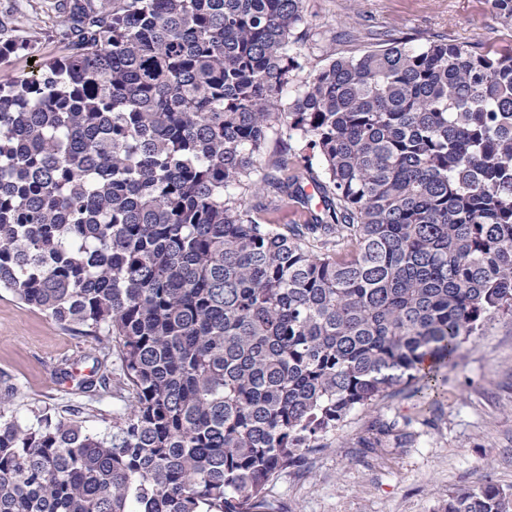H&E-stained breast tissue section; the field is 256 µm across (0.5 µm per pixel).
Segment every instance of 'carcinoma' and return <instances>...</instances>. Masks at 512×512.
Instances as JSON below:
<instances>
[{
	"instance_id": "obj_1",
	"label": "carcinoma",
	"mask_w": 512,
	"mask_h": 512,
	"mask_svg": "<svg viewBox=\"0 0 512 512\" xmlns=\"http://www.w3.org/2000/svg\"><path fill=\"white\" fill-rule=\"evenodd\" d=\"M58 8L66 52L0 83V289L127 396L106 433L0 400V512H279V473L512 315V49L387 32L285 107L304 0Z\"/></svg>"
}]
</instances>
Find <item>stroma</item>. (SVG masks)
<instances>
[{
	"label": "stroma",
	"mask_w": 512,
	"mask_h": 512,
	"mask_svg": "<svg viewBox=\"0 0 512 512\" xmlns=\"http://www.w3.org/2000/svg\"><path fill=\"white\" fill-rule=\"evenodd\" d=\"M54 2L0 0V41L34 49L0 64V82L64 54ZM304 13L296 50L315 63L326 48L353 53L384 31L415 47L438 39L512 45V23L493 0H304ZM95 354V341L0 291V375L15 386L17 418L78 408L89 430H111L124 407L119 393L81 386ZM440 376L435 397L410 385L356 410L327 447L283 471L270 488L280 512H437L449 489L487 476L512 486V318L464 340Z\"/></svg>",
	"instance_id": "stroma-1"
}]
</instances>
